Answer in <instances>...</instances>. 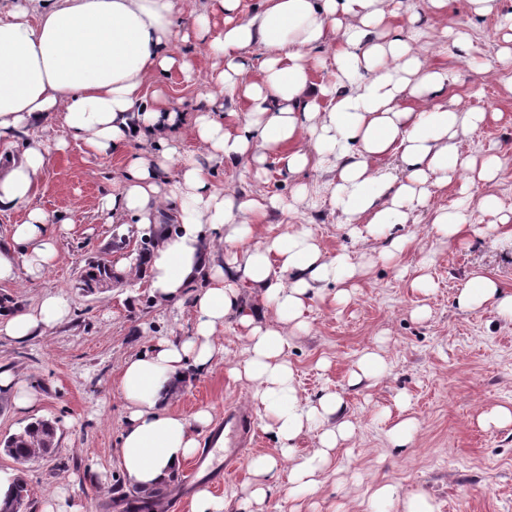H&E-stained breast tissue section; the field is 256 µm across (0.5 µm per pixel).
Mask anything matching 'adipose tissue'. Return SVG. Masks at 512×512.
Masks as SVG:
<instances>
[{
  "mask_svg": "<svg viewBox=\"0 0 512 512\" xmlns=\"http://www.w3.org/2000/svg\"><path fill=\"white\" fill-rule=\"evenodd\" d=\"M241 0H216L224 28L211 32L206 15L194 19L211 33V48L224 59L215 76L216 92L242 98V120L228 126L212 112L198 113L194 135L216 162L250 157L263 176L268 156H278L285 173L321 169L327 181L317 191L299 185L291 200L278 196L241 197L218 189L189 157H179L166 139L178 114L165 103L142 106L152 75L179 69L193 81L181 59L175 0H13L0 13V145L22 150L0 169V214L22 212L11 237L0 245V283L42 278L58 256L55 227L70 230L58 214L29 202L52 154L70 141L106 155L133 139L152 142V154H128L114 193L100 208L116 219L135 221L155 236L147 258L146 284L156 301L189 306L191 336L159 338L150 350L122 365L120 391L127 411L116 450L125 482L137 488L170 483L199 448L198 438L213 423L202 408L192 415L173 410L171 396L189 370H208L216 337L235 318L248 343V356L229 374L251 385V400L266 430L278 442L272 454L253 456L245 491L263 506L280 476L289 496L317 493L336 450L355 432L341 395L303 398L288 362L289 332L307 326L309 304L330 284L333 299L346 303L344 284L361 266L345 252L327 255L309 225L256 239L254 217L291 202L328 199L352 236L365 239L408 224L414 212L430 208L434 240L456 238L468 223L471 206L512 222L497 196L472 198L475 183L492 181L500 159L461 156L458 138L483 125L488 115L439 101L447 71L421 53L429 34L409 0H264L248 19ZM268 50L259 80L244 76L243 51L253 44ZM333 44L327 61L331 78L312 76L310 51ZM60 113L63 135L30 137L29 131ZM386 157L395 167L381 166ZM460 182L462 198L453 206L431 207V190ZM224 243L215 253L212 242ZM258 299L242 304L243 290ZM471 310L494 308L512 318V294L484 275L460 291ZM68 302L48 294L31 309L0 310V335L22 342L62 325ZM315 432L316 448L299 453L297 441ZM439 512L421 492L381 483L368 498L367 512Z\"/></svg>",
  "mask_w": 512,
  "mask_h": 512,
  "instance_id": "adipose-tissue-1",
  "label": "adipose tissue"
}]
</instances>
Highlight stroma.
Returning a JSON list of instances; mask_svg holds the SVG:
<instances>
[{
	"label": "stroma",
	"mask_w": 512,
	"mask_h": 512,
	"mask_svg": "<svg viewBox=\"0 0 512 512\" xmlns=\"http://www.w3.org/2000/svg\"><path fill=\"white\" fill-rule=\"evenodd\" d=\"M415 2L431 33L426 55L449 73L443 100H458L490 114L458 142L463 155L480 160L493 153L502 161L497 177L476 183L471 193L476 198L496 195L504 207L512 208V91L497 73L502 46L498 29L512 12V0H496L493 12L483 16L473 12L468 0H448L440 11L427 8L426 0ZM177 7L180 25L189 34L177 51L192 62L198 79L186 82L174 69L156 76L152 87L182 115L169 135L179 153L212 168L219 187L241 196L259 192L287 199L296 182L325 181V174L313 169L299 180L288 179L272 160L260 178L247 158L211 164L194 137L198 112H241L245 103L224 98L211 105L205 99L219 58L199 38L189 13L206 12L215 29L223 26V14L208 0H177ZM445 27L467 31L469 48L437 41ZM124 154L90 155L74 142L52 156L31 204L62 213L72 228L60 237L58 260L42 279L0 285V295L10 297L15 308L33 307L49 293L63 296L70 305L68 322L45 335L21 343L0 338V365L11 368L37 394L36 403L21 411L10 393L0 391V439L38 419L52 420L57 427V447L49 458L20 463L0 452V472L21 476L27 484V512H41L44 499L57 489L67 493V512H113V497L126 487L116 456L126 425L119 390L122 364L158 337L193 332L189 311L156 302L140 279L127 277L118 287L92 293L78 287L88 262L118 263L140 243L143 231L138 225L111 223L100 211L102 197L111 194L122 170ZM430 221V209L415 213L404 227L416 233L414 244L400 261L386 262L378 255L388 247L387 238L351 237L328 201L314 208L299 203L292 211H271L258 219L257 233L263 237L292 224L310 225L326 253L345 251L365 266L346 284L348 304L338 306L328 298L312 301L309 327L294 333L288 349L302 395L314 401L328 391L341 394L355 434L336 452L320 492L293 498L286 486H278L265 512H364L369 488L385 482L429 494L440 512H512V423L486 429L478 422L493 408L512 410V320L490 308L467 309L459 301L464 282L476 274L493 278L512 293V223L483 235L494 218L476 210L473 231L441 244L427 234ZM427 255L433 258L428 272L434 290L424 295L399 269L417 268ZM217 344L222 356L208 371L189 372L172 407L187 415L210 409L219 423L226 407H247L251 399L248 384L227 374L245 356L246 343L235 321L225 322ZM368 350L382 356L385 374L371 386H350L348 373ZM401 393L409 399L404 410L394 403ZM384 408L390 409L391 420L407 416L417 422L406 447L391 442V420L379 416ZM275 446L270 433L257 431L236 474L218 487L203 474L181 471L168 487L165 512H190L193 493L207 487L230 499L233 512H251L243 490L250 478L249 460Z\"/></svg>",
	"instance_id": "1"
}]
</instances>
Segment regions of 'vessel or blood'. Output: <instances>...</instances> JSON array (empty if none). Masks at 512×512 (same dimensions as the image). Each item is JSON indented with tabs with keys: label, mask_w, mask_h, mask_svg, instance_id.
Wrapping results in <instances>:
<instances>
[{
	"label": "vessel or blood",
	"mask_w": 512,
	"mask_h": 512,
	"mask_svg": "<svg viewBox=\"0 0 512 512\" xmlns=\"http://www.w3.org/2000/svg\"><path fill=\"white\" fill-rule=\"evenodd\" d=\"M247 430L243 411L230 410L224 414V423L213 429L204 439V448L195 462L197 468L210 474L215 484L235 473V461L240 440Z\"/></svg>",
	"instance_id": "obj_1"
}]
</instances>
